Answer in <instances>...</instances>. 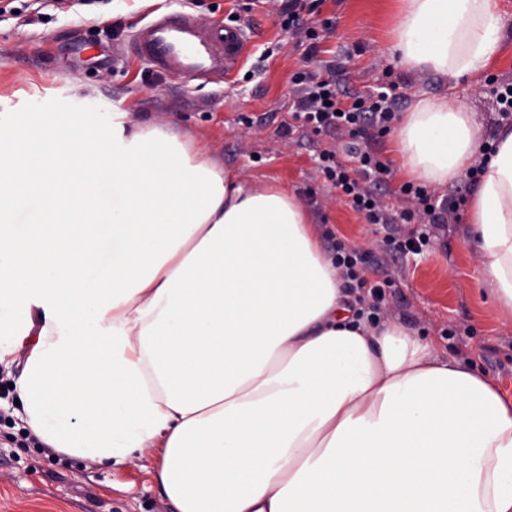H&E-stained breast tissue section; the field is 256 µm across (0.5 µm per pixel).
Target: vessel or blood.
<instances>
[{
    "instance_id": "b4317fda",
    "label": "vessel or blood",
    "mask_w": 512,
    "mask_h": 512,
    "mask_svg": "<svg viewBox=\"0 0 512 512\" xmlns=\"http://www.w3.org/2000/svg\"><path fill=\"white\" fill-rule=\"evenodd\" d=\"M247 36L239 27L202 25L188 12L163 15L140 29L133 54L172 76L208 82L236 70Z\"/></svg>"
}]
</instances>
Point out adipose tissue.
Segmentation results:
<instances>
[{
  "label": "adipose tissue",
  "instance_id": "ef3b65f1",
  "mask_svg": "<svg viewBox=\"0 0 512 512\" xmlns=\"http://www.w3.org/2000/svg\"><path fill=\"white\" fill-rule=\"evenodd\" d=\"M496 0H401L397 65L448 80L500 51ZM484 126L420 97L401 169L457 180ZM469 204L512 315V125ZM300 200L169 128L70 103L0 113V364L70 457L145 452L176 512H512V397L400 321L370 326Z\"/></svg>",
  "mask_w": 512,
  "mask_h": 512
}]
</instances>
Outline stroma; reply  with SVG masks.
Returning <instances> with one entry per match:
<instances>
[{"instance_id": "1", "label": "stroma", "mask_w": 512, "mask_h": 512, "mask_svg": "<svg viewBox=\"0 0 512 512\" xmlns=\"http://www.w3.org/2000/svg\"><path fill=\"white\" fill-rule=\"evenodd\" d=\"M271 0H0V110L52 108L80 99L92 112L120 109L134 126L167 124L253 184L274 183L294 193L311 213L325 252L336 244L383 259L394 278L385 291L389 318L435 341L442 354L470 364L512 395V318L502 314L479 271L465 221L437 228L428 251H389L381 225L368 223L337 198L319 171L317 154L342 150L346 137H282L291 119L292 75L336 64L344 90L367 93L396 83L410 109L415 97L453 94L494 131L497 114L487 76L512 79V0H499L507 19L498 59L483 75L456 83L398 67L391 56L397 0H318L305 21L333 26L308 59L296 36L276 25ZM185 11L205 23H235L249 48L226 81H186L133 57L129 46L145 22ZM275 55L261 61L267 46ZM251 117L253 125L242 122ZM15 392L0 386V512H173L153 472L155 455L111 465L72 458L27 438Z\"/></svg>"}]
</instances>
